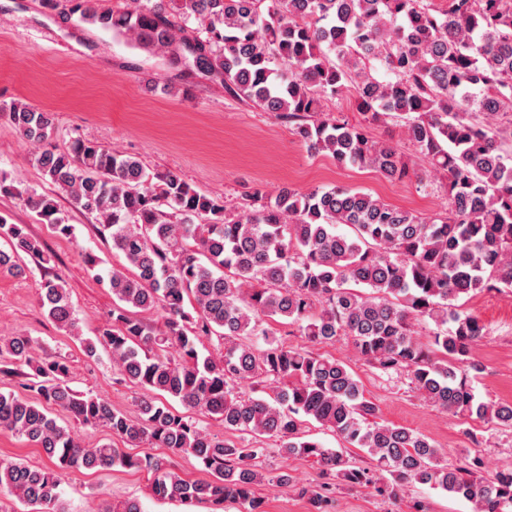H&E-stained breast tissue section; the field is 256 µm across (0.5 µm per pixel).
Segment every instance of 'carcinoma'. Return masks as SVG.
<instances>
[{
	"label": "carcinoma",
	"instance_id": "cac0c4a2",
	"mask_svg": "<svg viewBox=\"0 0 512 512\" xmlns=\"http://www.w3.org/2000/svg\"><path fill=\"white\" fill-rule=\"evenodd\" d=\"M41 4L220 79L227 94L288 121L310 152H327L340 166L408 177L404 155L370 135L372 125L400 118L414 153L443 174L448 207L422 218L339 186L254 188L228 205L110 147L74 139L57 148L52 113L1 102L0 112L38 147L35 162L54 193L20 191L0 173V194L18 197L40 223L70 238L74 226L57 201L65 197L123 255L125 264L106 268L83 253L114 308L112 320L80 344L90 358L107 350L120 380L147 396L143 417L133 419L101 395L72 389L69 362L38 358L32 338L1 337L0 363L30 368L26 387L35 398L0 393V430L43 449L54 467L1 463L0 489L33 512H69L63 477L121 466L148 470L159 500L237 501L265 512L253 487L266 476L252 464L267 452L255 445L265 437L279 442L280 453L322 467L324 481L300 489L312 512H333L332 493L342 484L396 498L418 483L472 503L474 512L512 507V469L485 477L478 439L464 465L441 464L424 436L378 421L377 405L345 364L288 347L263 327L278 318L312 344L347 338L370 365L407 373L429 404L512 428V404L474 393L468 372L481 367L470 354L485 327L454 304L498 283L512 288V0H129L116 11H100L93 0ZM348 90L358 121L323 113V100ZM342 225L351 232H339ZM0 239L7 245L0 271L23 274V254L51 261L27 225L2 215ZM40 304L60 328L77 331L61 277L45 280ZM151 310L163 313V327L142 317ZM417 322L434 324L430 343L413 335ZM203 336L220 340L217 355H200ZM254 378L278 384L272 399L232 390ZM172 399L238 440L211 436ZM50 406L135 446L191 455L208 478L185 480L161 457L110 444L84 447ZM302 417L330 429L343 447L303 438ZM349 448L364 450L372 465H353Z\"/></svg>",
	"mask_w": 512,
	"mask_h": 512
}]
</instances>
